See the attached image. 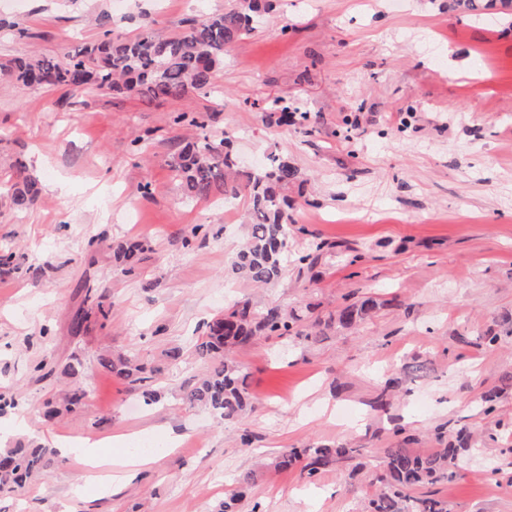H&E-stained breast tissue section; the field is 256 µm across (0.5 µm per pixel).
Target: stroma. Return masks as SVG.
<instances>
[{"label": "stroma", "mask_w": 512, "mask_h": 512, "mask_svg": "<svg viewBox=\"0 0 512 512\" xmlns=\"http://www.w3.org/2000/svg\"><path fill=\"white\" fill-rule=\"evenodd\" d=\"M228 2L125 0L118 11L113 0H0V62L64 60L105 31L131 38L150 22L175 33ZM213 87L147 99L0 80V185L23 167L40 188L23 209L0 197V251L14 255L0 268V396L12 401L0 448L122 434L127 447L156 449L148 478L117 483L106 468L91 486L70 453L22 495L0 496V512H219L249 471L240 512H363L374 489L349 478L350 464L306 479L275 460L346 443L368 470L400 426L420 451L469 428L479 455L430 493L448 512H512V482L477 470L512 461V392L490 417L478 402L512 371V15L452 0H276L225 49ZM275 98L308 122L283 121ZM177 112L203 128L173 124ZM226 134L251 167L275 153L306 179L283 276L260 292L227 274L248 196L186 200L168 165L185 140ZM195 224L202 232L184 245ZM313 240L325 248L308 272L296 259ZM120 241L149 246L134 275L114 259ZM256 294L288 309L313 302L324 316L367 296L379 307L313 344L262 338L237 350L253 408L220 421L180 389L208 370L194 354L199 325ZM97 303L110 316L75 325ZM491 328L498 344L474 346ZM118 353L156 367L160 402L101 366ZM417 361L428 375L373 409L384 379ZM66 383L86 390L82 409L45 421ZM170 432L180 440L169 448Z\"/></svg>", "instance_id": "stroma-1"}]
</instances>
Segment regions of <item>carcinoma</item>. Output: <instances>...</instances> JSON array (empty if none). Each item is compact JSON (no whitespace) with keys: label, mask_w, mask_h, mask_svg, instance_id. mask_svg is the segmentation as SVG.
Instances as JSON below:
<instances>
[{"label":"carcinoma","mask_w":512,"mask_h":512,"mask_svg":"<svg viewBox=\"0 0 512 512\" xmlns=\"http://www.w3.org/2000/svg\"><path fill=\"white\" fill-rule=\"evenodd\" d=\"M455 6L481 15L493 6V0H454ZM271 0H234L221 13L200 20L187 21L175 34H164L150 25L129 39L104 37L84 45L65 61L50 56L16 57L0 65V78L28 87L45 89L106 88L128 95L151 98H177L189 90H206L224 65V49L255 30L260 18L272 10ZM171 167L181 181L188 200L206 199L216 191L233 198L244 192L250 198V211L244 224L246 238L231 266L232 274L256 287L276 282L288 258V247L299 228L288 223V188L299 178L298 170L279 156L256 172L239 170L231 138L210 137L190 140L173 157ZM10 197L17 207L35 200L36 183L26 170L19 169V181L10 187ZM122 272L131 274L140 261L144 247L138 243L112 245ZM375 300L366 298L346 303L326 320L306 307V314L278 306L261 308L251 299L239 301L204 323L195 344L199 359L210 370L199 382L181 390V400L200 406L221 420L241 418L248 411L247 374L230 355V350L252 343L260 337L297 336L316 339L313 329L320 325L338 330L360 326L374 313ZM110 373L141 385L153 380V369L134 357L118 354L101 361ZM512 389V375L507 383L479 396L483 413L496 411L495 401ZM86 393L73 390L63 402L48 403L44 418L51 421L64 412H73ZM403 437L398 445L379 449L376 466L367 478L376 488L366 512H448L447 502L419 489L440 480H451L470 451V435L461 429L455 440L430 453L408 447L411 435L399 429ZM359 449L348 445L313 444L291 448L277 466L300 465V474L312 479L326 467L348 462ZM56 450L32 441L12 448H0V494H16L29 478L45 472L54 462ZM254 481L247 472L238 478L240 490L222 506V512H234V505L244 498Z\"/></svg>","instance_id":"1"}]
</instances>
